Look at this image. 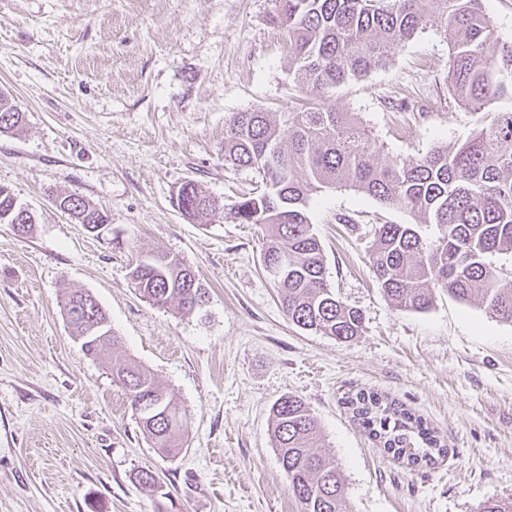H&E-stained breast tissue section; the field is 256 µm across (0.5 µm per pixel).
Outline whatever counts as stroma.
Instances as JSON below:
<instances>
[{
  "instance_id": "stroma-1",
  "label": "stroma",
  "mask_w": 512,
  "mask_h": 512,
  "mask_svg": "<svg viewBox=\"0 0 512 512\" xmlns=\"http://www.w3.org/2000/svg\"><path fill=\"white\" fill-rule=\"evenodd\" d=\"M274 0H0V93L26 115L0 134V186L37 216L0 224V512H299L271 438L269 409L295 394L335 458L350 512H478L512 498V324L479 297L437 293L397 309L370 268L375 229L414 218L350 188L313 194L308 213L327 282L364 317L342 342L288 321L262 266L263 236L234 217L261 184L224 163L235 113L296 112ZM441 20L385 67L330 98L358 113L383 160L452 146L479 113L448 95ZM224 210L196 224L178 211L186 181ZM106 211L111 232L74 223L48 190ZM176 256L208 291L197 313L136 292L129 243ZM98 300L121 338L115 358L149 369L190 415L176 458L158 455L106 366L85 355L61 308ZM375 391L421 415L448 448L435 465L388 457L345 400ZM153 470L162 491L134 479Z\"/></svg>"
}]
</instances>
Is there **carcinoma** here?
I'll return each instance as SVG.
<instances>
[{"mask_svg": "<svg viewBox=\"0 0 512 512\" xmlns=\"http://www.w3.org/2000/svg\"><path fill=\"white\" fill-rule=\"evenodd\" d=\"M433 17L445 23L448 94L474 112L499 101L508 107L487 113L480 128L450 148L381 162L358 114L339 112L326 99L386 66ZM271 22L288 35L294 82L321 92L323 101L299 112L235 113L224 130V163L263 174V188L242 198L235 215L263 230V266L288 262L285 273L272 279L288 321L339 341L362 332L360 311L336 298L327 284L323 246L308 215L312 194L350 187L436 227L429 241L412 224H381L375 230L372 271L396 306L421 312L432 306L434 288L461 300L478 290L487 312L512 324V278L486 261L490 254L512 252V44L499 43L481 0H278ZM24 122L25 113L0 94V132L18 130ZM180 192L190 207L185 217L195 223H208L223 208L194 181ZM14 200L0 186V224H16L27 235L36 215L22 216ZM62 200L91 222L110 219L82 198ZM130 251L131 280L150 305H174L185 315L204 305L207 289L192 269L166 253L141 252L134 245ZM84 296L83 290L65 294L63 313L85 354L101 358L119 337L112 333L91 343V324L106 314ZM109 370L152 447L176 456L189 428L186 409L137 362L112 363ZM346 404L386 453L409 466L448 454L418 417L375 392L360 391ZM270 415L279 461L300 512H347L336 461L313 451L319 426L306 402L282 396ZM136 480L150 493L160 490L149 469L138 471Z\"/></svg>", "mask_w": 512, "mask_h": 512, "instance_id": "obj_1", "label": "carcinoma"}]
</instances>
